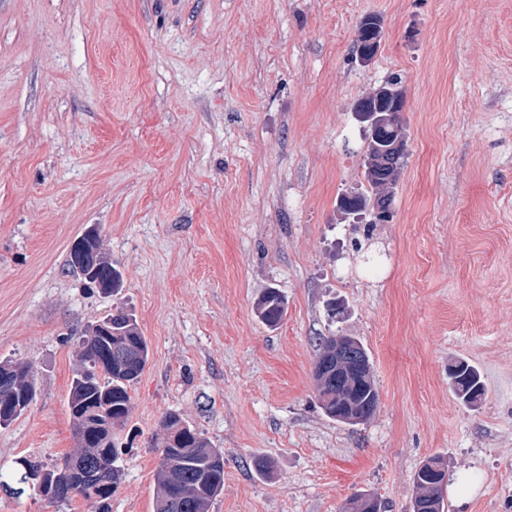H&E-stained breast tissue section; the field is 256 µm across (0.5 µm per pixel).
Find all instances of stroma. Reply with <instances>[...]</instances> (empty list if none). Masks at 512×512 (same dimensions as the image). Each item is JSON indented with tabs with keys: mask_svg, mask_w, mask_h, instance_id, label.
<instances>
[{
	"mask_svg": "<svg viewBox=\"0 0 512 512\" xmlns=\"http://www.w3.org/2000/svg\"><path fill=\"white\" fill-rule=\"evenodd\" d=\"M394 73L407 154L393 221L367 234L337 213L362 180L352 107ZM92 225L120 294L67 269ZM268 288L288 301L275 329L255 314ZM118 307L150 355L112 432V512H156L170 412L224 451L210 512H343L360 492L410 512L432 456L475 485L449 512H512V0H0V360L37 386L0 426V512H95L16 494V475L75 450L78 340ZM334 334L369 355L367 423L317 403ZM458 359L478 406L450 389ZM366 21L376 24L375 26H371V28L374 31L378 32V37L375 39V43L371 48L372 45L369 42L375 37V33L368 30V28L362 29L361 27L358 26L359 35L354 46L355 57H358V55L362 53L364 50L371 48L370 51H367L360 56L359 61L363 64L369 63L373 59V53L377 52V49L379 47V35L382 29V20H380V18H369L366 19ZM456 372L450 377L452 392L469 406H477L486 394L479 371L465 360L456 361Z\"/></svg>",
	"mask_w": 512,
	"mask_h": 512,
	"instance_id": "35a3bbf8",
	"label": "stroma"
}]
</instances>
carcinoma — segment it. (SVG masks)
<instances>
[{"label": "carcinoma", "instance_id": "obj_1", "mask_svg": "<svg viewBox=\"0 0 512 512\" xmlns=\"http://www.w3.org/2000/svg\"><path fill=\"white\" fill-rule=\"evenodd\" d=\"M390 109L391 102L380 104L368 94L361 97L354 107L356 112H385ZM400 131L399 127L385 124L378 127L376 136L367 137L362 171L364 183L348 199L352 212L363 213L371 202L391 197L404 158L389 157L388 147ZM88 264L94 268L100 286H108L114 292L123 287L121 273L112 267V259L103 249L90 253ZM284 306L285 296L275 289H268L257 303L258 318L266 326L274 328L281 322ZM148 359V343L139 332L136 319L121 308L112 315V335L83 337L80 369L73 377L69 396V410L79 449L65 456V463L79 465L91 456L117 465L119 452L115 445L93 442L90 436L103 426L116 427L127 420L130 410L128 389L137 382ZM0 372L11 375L13 388L18 394L36 389L30 366L24 362L3 360ZM450 388L469 406L478 405L486 394L479 371L465 360L456 361ZM376 397L378 391L374 380H364L358 396L360 406H371ZM317 398L324 414L336 419V389L319 387ZM175 424L181 425L176 437L163 431L160 447L175 450L176 470L180 477L175 482L162 481L164 463H159L155 473L157 512H208L216 495L199 486L196 476L210 467L209 454L214 447L201 431L187 422L177 419ZM446 479L447 466L438 457L428 458L415 470L412 483L417 503L426 505L423 512H445L444 499L438 496V491ZM117 488L116 484L111 487L100 485L93 491L76 488L64 501L69 502L76 496L89 500L94 493L110 497Z\"/></svg>", "mask_w": 512, "mask_h": 512}]
</instances>
